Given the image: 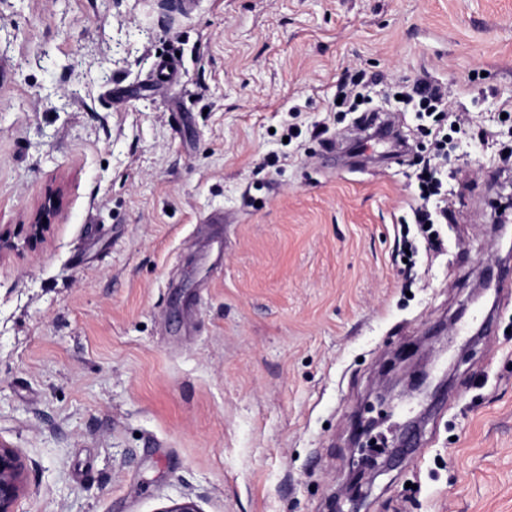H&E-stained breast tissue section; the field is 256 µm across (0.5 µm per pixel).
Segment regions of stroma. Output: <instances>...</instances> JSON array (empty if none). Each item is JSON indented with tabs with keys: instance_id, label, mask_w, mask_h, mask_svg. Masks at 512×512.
<instances>
[{
	"instance_id": "stroma-1",
	"label": "stroma",
	"mask_w": 512,
	"mask_h": 512,
	"mask_svg": "<svg viewBox=\"0 0 512 512\" xmlns=\"http://www.w3.org/2000/svg\"><path fill=\"white\" fill-rule=\"evenodd\" d=\"M347 68L402 144L337 111ZM419 77L469 121L437 248L400 223ZM510 100L512 0H0V224L65 194L0 255L16 512H512V295L474 291L512 265ZM436 327L447 388L377 400ZM63 207L62 191L59 188H48L39 207L30 216L29 224H25L28 241L37 245L46 240L53 220L61 213ZM43 218H46V223H43Z\"/></svg>"
}]
</instances>
